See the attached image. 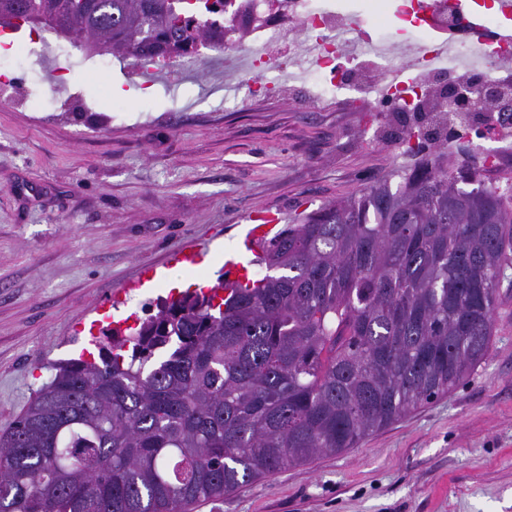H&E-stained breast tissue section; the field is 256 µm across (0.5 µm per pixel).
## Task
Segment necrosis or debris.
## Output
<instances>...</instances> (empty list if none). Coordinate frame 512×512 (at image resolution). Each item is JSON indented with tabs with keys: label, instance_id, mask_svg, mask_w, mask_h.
Listing matches in <instances>:
<instances>
[{
	"label": "necrosis or debris",
	"instance_id": "4bbe7bcc",
	"mask_svg": "<svg viewBox=\"0 0 512 512\" xmlns=\"http://www.w3.org/2000/svg\"><path fill=\"white\" fill-rule=\"evenodd\" d=\"M391 12L404 22L412 20L410 0L397 9L389 0H369L361 15L337 0H284L280 9L263 12L248 23L242 45L256 75L249 97L281 91L277 76L291 70L296 84L316 86L315 103L372 112L373 92L414 67L418 77L412 89L394 96L399 111L406 112L429 96L433 75L448 73L463 80L477 72L496 82L512 70L506 50L489 48L477 30L461 32L464 19L454 0H432L428 26L405 40L375 35L376 17ZM314 45L321 48L316 57L310 54Z\"/></svg>",
	"mask_w": 512,
	"mask_h": 512
}]
</instances>
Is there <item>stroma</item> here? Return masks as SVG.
<instances>
[{
    "label": "stroma",
    "mask_w": 512,
    "mask_h": 512,
    "mask_svg": "<svg viewBox=\"0 0 512 512\" xmlns=\"http://www.w3.org/2000/svg\"><path fill=\"white\" fill-rule=\"evenodd\" d=\"M239 50L206 51L179 80L143 87L134 59L93 64L87 51L26 58L23 37L0 60V433L51 364L91 337L136 327L144 306L214 284L219 270L174 266L179 282L122 293L147 264L195 240L227 253L259 208L290 224L434 148L400 153L394 112L304 111L299 100L246 97ZM87 111L24 106L53 88ZM494 313L488 358L448 395L324 455L192 512H512V268Z\"/></svg>",
    "instance_id": "stroma-1"
}]
</instances>
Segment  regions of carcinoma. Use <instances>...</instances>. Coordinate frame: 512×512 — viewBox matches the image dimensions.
Masks as SVG:
<instances>
[{"label": "carcinoma", "instance_id": "1", "mask_svg": "<svg viewBox=\"0 0 512 512\" xmlns=\"http://www.w3.org/2000/svg\"><path fill=\"white\" fill-rule=\"evenodd\" d=\"M225 0H0L15 21L138 61L234 47ZM433 159L327 204L265 246L269 274L187 291L54 367L0 434V512H189L356 447L489 355L512 261V177Z\"/></svg>", "mask_w": 512, "mask_h": 512}]
</instances>
